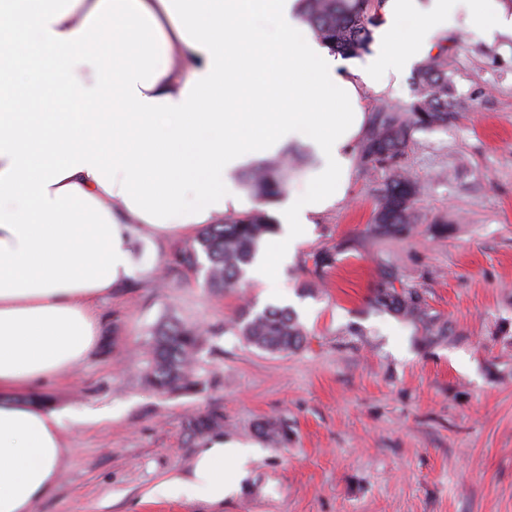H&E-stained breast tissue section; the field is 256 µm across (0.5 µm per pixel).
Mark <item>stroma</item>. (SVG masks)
<instances>
[{
    "instance_id": "stroma-1",
    "label": "stroma",
    "mask_w": 512,
    "mask_h": 512,
    "mask_svg": "<svg viewBox=\"0 0 512 512\" xmlns=\"http://www.w3.org/2000/svg\"><path fill=\"white\" fill-rule=\"evenodd\" d=\"M439 51L460 110L403 159L422 188L411 234L370 231L384 175L358 167L347 199L267 280L214 292L174 261L191 235L138 242L143 269L103 303L97 352L41 390L65 413L68 453L31 512H209L148 492L190 473L199 441L185 422L210 411L225 439L262 450L223 512H512V37L487 38L461 14ZM325 249L336 262L323 274ZM385 268L447 319V335L372 304ZM246 302L291 305L304 347L242 343L230 325ZM166 319L207 333L197 384L161 394L143 351ZM264 420L287 429V445L257 434Z\"/></svg>"
}]
</instances>
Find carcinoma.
<instances>
[{"mask_svg": "<svg viewBox=\"0 0 512 512\" xmlns=\"http://www.w3.org/2000/svg\"><path fill=\"white\" fill-rule=\"evenodd\" d=\"M383 2L300 0L301 16L315 37L331 51L355 56L370 45L372 28L381 21ZM456 111L455 83L448 72L447 59L441 54L414 73L412 100L405 107L381 103L372 110L357 153L362 169L388 171L376 188L370 222V231L375 235L399 238L412 231V225L418 221L416 205L421 187L401 160L415 134L448 126ZM308 164L301 150L288 148L275 160L249 166L241 183L257 207L206 225L178 255L177 262L189 269H204L210 288L222 291L241 285L258 244L277 229L261 205L280 197L288 180ZM373 302L397 318L422 326L427 336L448 334V321L426 310L422 293L408 285L395 286L389 274L374 289ZM232 331L246 345L270 354L295 352L306 341L297 315L286 306L267 305L257 311L245 305L238 312ZM201 336L200 328L177 320L160 323L146 343L147 383L163 394L191 384ZM223 426L224 417L218 412L194 415L186 421L187 432L193 437L218 432ZM256 432L271 444L288 443V432L273 422L258 423Z\"/></svg>", "mask_w": 512, "mask_h": 512, "instance_id": "obj_1", "label": "carcinoma"}]
</instances>
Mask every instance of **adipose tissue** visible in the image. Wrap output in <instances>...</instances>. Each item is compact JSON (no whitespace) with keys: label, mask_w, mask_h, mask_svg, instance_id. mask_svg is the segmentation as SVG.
Listing matches in <instances>:
<instances>
[{"label":"adipose tissue","mask_w":512,"mask_h":512,"mask_svg":"<svg viewBox=\"0 0 512 512\" xmlns=\"http://www.w3.org/2000/svg\"><path fill=\"white\" fill-rule=\"evenodd\" d=\"M459 3L385 0L370 53L345 58L299 0H0V512H30L67 453L62 412L13 393L97 350L101 303L141 269L136 240L248 211L242 167L299 143L321 165L274 209L252 272L288 262L349 193L365 92L427 58ZM467 21L512 35L498 0H470ZM255 456L207 437L152 494L222 505Z\"/></svg>","instance_id":"1"}]
</instances>
